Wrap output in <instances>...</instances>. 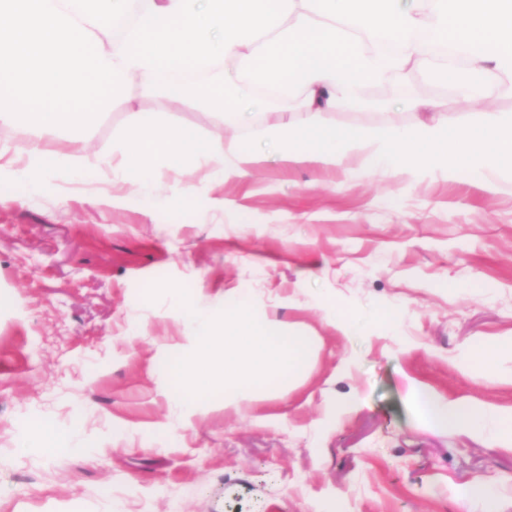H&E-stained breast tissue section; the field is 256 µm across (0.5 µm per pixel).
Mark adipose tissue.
<instances>
[{
  "label": "adipose tissue",
  "instance_id": "1",
  "mask_svg": "<svg viewBox=\"0 0 512 512\" xmlns=\"http://www.w3.org/2000/svg\"><path fill=\"white\" fill-rule=\"evenodd\" d=\"M140 2L135 12L131 0H0V125L17 127L24 139L0 163V176L33 191L55 173H98L105 186L88 201L103 207L152 195L157 168L174 177L164 202L186 206L197 192L187 173L206 170L218 186L229 175L248 180L271 160L344 171L355 158L362 170L392 169L411 180L432 172L452 180L466 167L487 192L512 179V113L482 107L485 73L505 76L499 90L512 94V0ZM372 33L394 41L396 51L369 49ZM430 38L466 54V67L443 69L442 77L475 108L471 122L452 124L439 112L411 126L329 122L338 104L359 105L366 85L429 63ZM200 63L224 72L200 99L215 111L249 115L267 84L281 101L298 94L300 109L247 138L204 139L133 110L111 150L74 152L98 112L126 103L130 90L184 102L186 87L168 76ZM412 395L430 425L512 434L511 414L426 388Z\"/></svg>",
  "mask_w": 512,
  "mask_h": 512
}]
</instances>
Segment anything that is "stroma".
<instances>
[{
  "instance_id": "stroma-1",
  "label": "stroma",
  "mask_w": 512,
  "mask_h": 512,
  "mask_svg": "<svg viewBox=\"0 0 512 512\" xmlns=\"http://www.w3.org/2000/svg\"><path fill=\"white\" fill-rule=\"evenodd\" d=\"M368 105L331 122L412 124L415 102L454 123L472 118L438 70L381 81ZM205 137L251 125L132 96L99 116L91 146L111 149L129 109ZM185 208L130 197L100 210L62 203V183L0 205V512H486L474 484L512 512V437L430 426L412 383L512 413V354L472 370L469 349L512 338V190L455 180L408 182L270 165ZM184 285L195 307L239 294L313 336L305 376L255 398L199 399L186 417L168 363L190 341L181 305L147 301L153 282ZM357 313L344 333L336 309ZM392 311L393 324L377 323ZM49 421L60 450H24Z\"/></svg>"
}]
</instances>
